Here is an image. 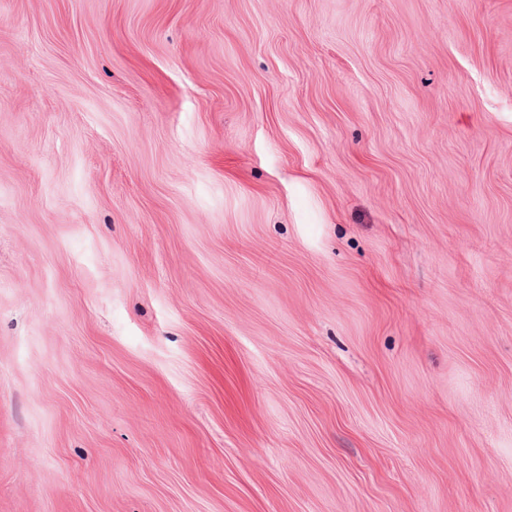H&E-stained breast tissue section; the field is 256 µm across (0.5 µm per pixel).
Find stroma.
<instances>
[{
  "label": "stroma",
  "mask_w": 512,
  "mask_h": 512,
  "mask_svg": "<svg viewBox=\"0 0 512 512\" xmlns=\"http://www.w3.org/2000/svg\"><path fill=\"white\" fill-rule=\"evenodd\" d=\"M0 512H512V0H0Z\"/></svg>",
  "instance_id": "stroma-1"
}]
</instances>
